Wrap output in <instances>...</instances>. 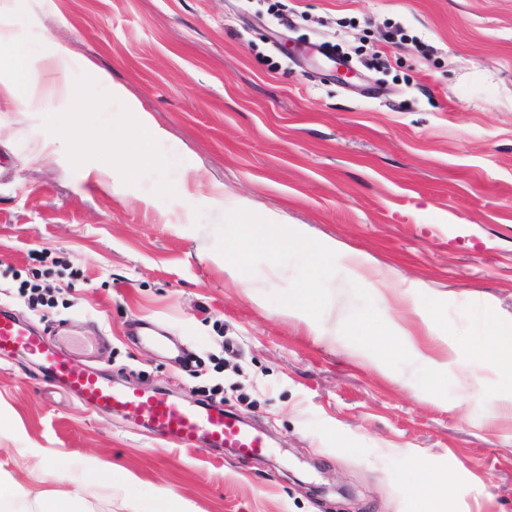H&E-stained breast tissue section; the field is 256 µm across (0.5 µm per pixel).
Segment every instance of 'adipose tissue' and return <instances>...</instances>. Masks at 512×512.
<instances>
[{"label": "adipose tissue", "instance_id": "adipose-tissue-1", "mask_svg": "<svg viewBox=\"0 0 512 512\" xmlns=\"http://www.w3.org/2000/svg\"><path fill=\"white\" fill-rule=\"evenodd\" d=\"M23 21L18 15L14 0H0V71H11L22 66L31 82L39 86L41 98L20 96L18 89L10 79H0V98L20 103L24 110L37 109L39 99H53L64 95L68 86L65 78L74 64L69 47L62 43H51L23 48L19 45L18 30ZM112 99L123 101L126 111L135 113V129L127 140L124 166L113 179V186L137 177L145 168L155 166L156 156L150 145L161 139L163 133L153 123L149 113L141 111L138 104L129 99L121 86L108 87ZM205 200L212 208L224 212L230 219L224 227L231 237V247L224 251V272L232 279H240L247 264L250 252L258 247L272 253H279L285 240L291 239L307 243L306 230L297 224H288L284 215L267 213L259 220H250L240 224V216H249L251 204L247 199L225 195L223 186H210ZM312 260L315 265L332 267L337 260H345L349 272V282L353 285L368 287L381 297L408 300L411 290L401 288L392 276L377 269L369 256L351 253L344 245L333 239L313 243ZM467 352L470 364L462 370L464 389H471L479 382L478 368L493 367L496 378L493 382L495 393L490 398L489 413L499 417L502 409H512V322L494 317L483 318L477 339L460 346L452 343L448 346L450 356H459ZM76 489L71 493H62L51 489L18 492L12 477L0 470V512H15L23 508L24 512H84L89 499L99 498L108 487L97 468L84 463L79 473L74 474Z\"/></svg>", "mask_w": 512, "mask_h": 512}]
</instances>
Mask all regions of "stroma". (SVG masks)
I'll list each match as a JSON object with an SVG mask.
<instances>
[{
    "label": "stroma",
    "mask_w": 512,
    "mask_h": 512,
    "mask_svg": "<svg viewBox=\"0 0 512 512\" xmlns=\"http://www.w3.org/2000/svg\"><path fill=\"white\" fill-rule=\"evenodd\" d=\"M25 43L65 41L164 132L121 192L112 166L134 125L124 104L27 112L0 99V307L112 377L205 400L263 427L245 459L161 442L81 404L22 358L0 360V469L20 488L43 457L112 479L95 512L163 495L174 512H512V413L462 395L446 343L482 317L512 321V0H16ZM287 17L278 25L275 16ZM402 26L407 40L394 39ZM332 45L356 75L294 55ZM203 185L373 256L416 284V307L347 285L290 245L224 273V216L187 205L178 164ZM48 253L45 262L32 251ZM279 260V278L264 274ZM305 279L335 289L311 322L285 317ZM50 291L29 307L19 285ZM262 291L255 305L250 290ZM438 310L433 329L421 313ZM406 319L427 353L357 361L363 334Z\"/></svg>",
    "instance_id": "stroma-1"
}]
</instances>
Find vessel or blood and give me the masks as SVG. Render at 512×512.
I'll return each mask as SVG.
<instances>
[{
	"label": "vessel or blood",
	"mask_w": 512,
	"mask_h": 512,
	"mask_svg": "<svg viewBox=\"0 0 512 512\" xmlns=\"http://www.w3.org/2000/svg\"><path fill=\"white\" fill-rule=\"evenodd\" d=\"M23 356L81 403L104 409L179 445L210 450L232 448L244 457L266 454V431L210 402L187 404L159 391L124 389L76 362L58 342L48 339L9 312L0 311V359Z\"/></svg>",
	"instance_id": "1"
}]
</instances>
